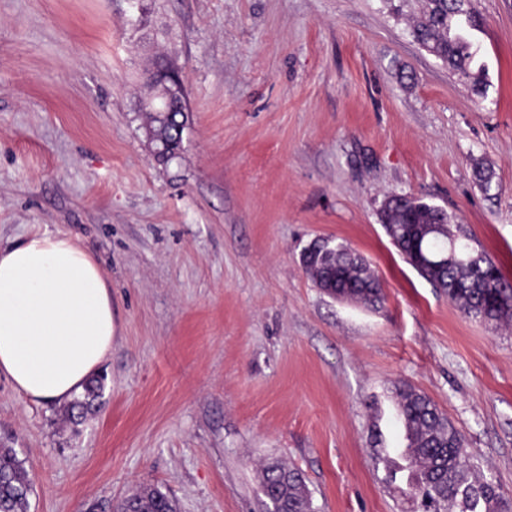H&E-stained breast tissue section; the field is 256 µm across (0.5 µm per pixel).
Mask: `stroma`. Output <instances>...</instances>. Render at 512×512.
I'll return each instance as SVG.
<instances>
[{
  "label": "stroma",
  "mask_w": 512,
  "mask_h": 512,
  "mask_svg": "<svg viewBox=\"0 0 512 512\" xmlns=\"http://www.w3.org/2000/svg\"><path fill=\"white\" fill-rule=\"evenodd\" d=\"M423 3L0 0V248L78 240L118 325L79 421L0 376L28 512H112L143 484L177 512H266L272 460L314 512H413L405 386L512 502V328L461 311L380 219L392 193L443 208L512 286V0H474L483 97L415 41ZM161 57L192 111L166 165L140 110ZM319 239L365 257L381 304L316 286Z\"/></svg>",
  "instance_id": "obj_1"
}]
</instances>
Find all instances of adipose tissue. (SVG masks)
<instances>
[{"label": "adipose tissue", "mask_w": 512, "mask_h": 512, "mask_svg": "<svg viewBox=\"0 0 512 512\" xmlns=\"http://www.w3.org/2000/svg\"><path fill=\"white\" fill-rule=\"evenodd\" d=\"M115 334L108 282L71 237L0 249V375L20 394L61 403L83 392Z\"/></svg>", "instance_id": "1"}]
</instances>
